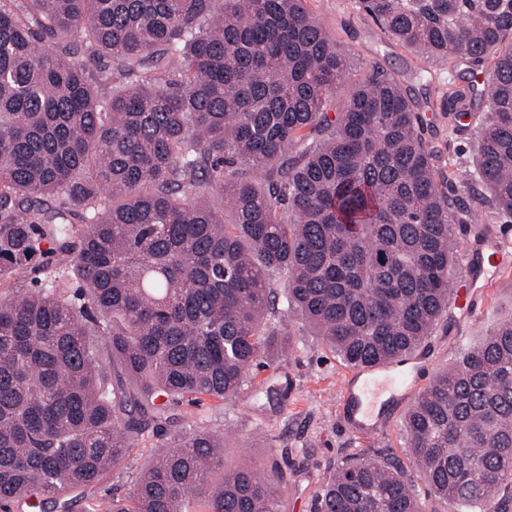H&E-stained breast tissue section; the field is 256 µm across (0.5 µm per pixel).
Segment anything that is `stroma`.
<instances>
[{"label":"stroma","mask_w":512,"mask_h":512,"mask_svg":"<svg viewBox=\"0 0 512 512\" xmlns=\"http://www.w3.org/2000/svg\"><path fill=\"white\" fill-rule=\"evenodd\" d=\"M307 11L350 59L349 80L358 82L372 71H384L400 82L424 124L427 143L440 167L449 162L472 165V131H462L442 102L449 85H465L464 65H428L389 36L355 0H305ZM472 308L450 306L428 345L414 356L419 388H426L454 363L462 350L478 344L506 314H512V264L493 279L470 276ZM293 348L269 368L259 370L239 397L170 409L168 435L193 430H223L226 468L263 467L270 458L286 457L288 483L281 491L282 512H312L316 493L332 466L364 454H394L406 469L425 505L434 512L438 501L427 495L426 479L410 461L402 421L417 396L409 394L385 404L371 430H359L343 401L352 367L340 362L299 320L291 322ZM159 439L147 435L129 456L99 483L76 490L73 512H92L97 502L128 494L153 462Z\"/></svg>","instance_id":"1"}]
</instances>
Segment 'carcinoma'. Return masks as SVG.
I'll list each match as a JSON object with an SVG mask.
<instances>
[{
    "mask_svg": "<svg viewBox=\"0 0 512 512\" xmlns=\"http://www.w3.org/2000/svg\"><path fill=\"white\" fill-rule=\"evenodd\" d=\"M482 83L473 170H443L399 83L336 103L347 57L304 0H0V502L70 512L167 422L230 400L296 314L352 367L408 357L453 295L455 230L512 217V0H359ZM220 195L224 207L212 204ZM102 338L107 360L89 336ZM432 497L512 512V314L406 414ZM288 461L224 469V433L160 444L93 512H281ZM315 512H426L396 458L329 473Z\"/></svg>",
    "mask_w": 512,
    "mask_h": 512,
    "instance_id": "carcinoma-1",
    "label": "carcinoma"
}]
</instances>
